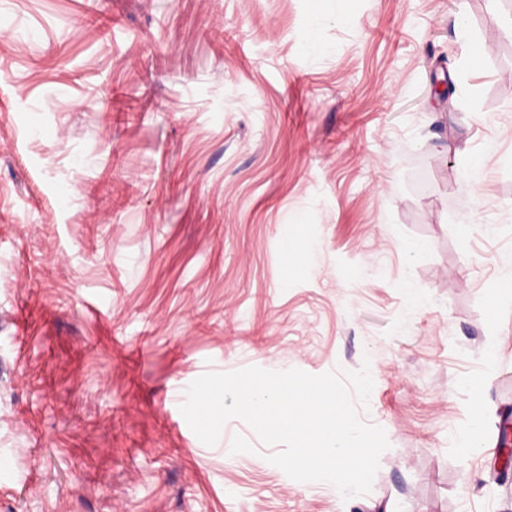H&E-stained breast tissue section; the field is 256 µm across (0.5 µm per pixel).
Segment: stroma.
<instances>
[{"mask_svg":"<svg viewBox=\"0 0 512 512\" xmlns=\"http://www.w3.org/2000/svg\"><path fill=\"white\" fill-rule=\"evenodd\" d=\"M352 6L0 0V512H512V7ZM365 362V495L180 412Z\"/></svg>","mask_w":512,"mask_h":512,"instance_id":"obj_1","label":"stroma"}]
</instances>
